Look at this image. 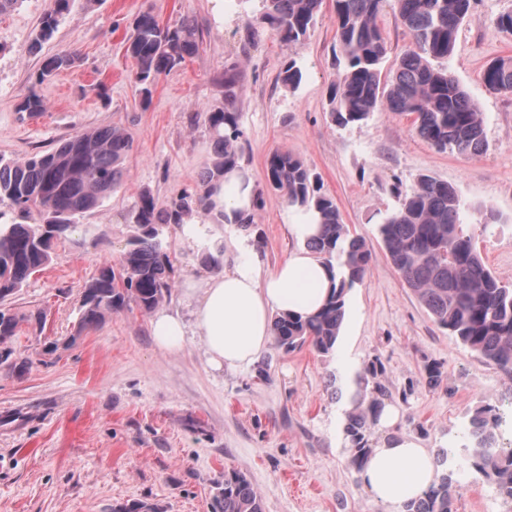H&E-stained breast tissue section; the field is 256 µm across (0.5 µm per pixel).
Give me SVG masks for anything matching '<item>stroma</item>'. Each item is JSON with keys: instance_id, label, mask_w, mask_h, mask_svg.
Instances as JSON below:
<instances>
[{"instance_id": "1", "label": "stroma", "mask_w": 512, "mask_h": 512, "mask_svg": "<svg viewBox=\"0 0 512 512\" xmlns=\"http://www.w3.org/2000/svg\"><path fill=\"white\" fill-rule=\"evenodd\" d=\"M48 5L22 0L0 14V155L22 159L100 126L125 129L133 147L121 187L79 218L49 266L0 302L46 314L45 324L23 326L12 343L27 370L0 366V512H112L141 502L156 512H216V483L232 469L251 480L264 512H394L365 491L342 442L354 380L376 359L396 394L399 420L373 428V441L410 436L431 454L449 450L441 468L458 485L453 512H502L506 497L470 467L464 444L474 409L490 403L505 417L500 444L512 446V377L431 320L388 262L377 226L399 204L394 186L431 174L476 207L465 215V229L487 267L512 285V96L490 91L482 78L492 60L512 58V36L492 28L512 0H475L449 60L484 118L487 149L476 157L437 151L414 133L409 117L392 112L348 126L331 121L329 90L343 72L334 61L331 0L296 45L268 32L251 37L259 0H73L33 55L28 45ZM146 10L171 26L191 17L198 29L196 53L158 78L147 107L130 80L126 53L129 26ZM65 49L78 53V65L37 83L44 57ZM291 59L303 73L294 90L279 79ZM231 64L239 71L244 166L261 182L271 152L298 156L372 250L363 282L347 296L333 356L273 346L258 366L215 372L199 337H187L174 353L157 349L152 314L137 308L77 330L82 287L103 263L119 262L131 234L124 215L139 193L150 190L165 204L196 186L212 152L204 114L223 104L224 68ZM31 91L45 102L33 117L17 110ZM488 213L497 221L487 233ZM292 221L280 194L265 192L251 233L267 266L293 249L286 230ZM179 233L174 226L162 230L174 267V288L162 306L187 318L181 288L211 274L201 260L210 240L189 247ZM431 360L442 364L447 390L425 385L423 367ZM405 390L403 401L398 394Z\"/></svg>"}]
</instances>
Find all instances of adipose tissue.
Listing matches in <instances>:
<instances>
[{"label": "adipose tissue", "instance_id": "adipose-tissue-1", "mask_svg": "<svg viewBox=\"0 0 512 512\" xmlns=\"http://www.w3.org/2000/svg\"><path fill=\"white\" fill-rule=\"evenodd\" d=\"M287 230L296 246L270 270L253 239L238 236L234 252L223 255L219 273L203 284L184 286L182 296L193 306L192 322L168 309L153 315L150 331L156 347L178 351L190 333L203 341L210 369L234 370L255 364L273 344L275 314L316 313L331 287L329 270L307 246L321 228L301 212ZM435 479L427 449L410 437L378 442L361 472L365 490L394 507L417 497Z\"/></svg>", "mask_w": 512, "mask_h": 512}]
</instances>
